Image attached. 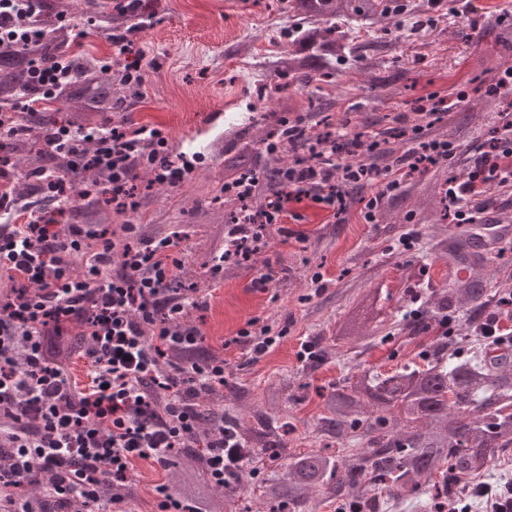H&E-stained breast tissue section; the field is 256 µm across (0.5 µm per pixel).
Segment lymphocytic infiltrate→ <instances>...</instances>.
Returning a JSON list of instances; mask_svg holds the SVG:
<instances>
[{"label": "lymphocytic infiltrate", "mask_w": 512, "mask_h": 512, "mask_svg": "<svg viewBox=\"0 0 512 512\" xmlns=\"http://www.w3.org/2000/svg\"><path fill=\"white\" fill-rule=\"evenodd\" d=\"M42 0H0V48L24 51L43 37L36 18ZM31 83L9 110L0 109V275L11 287L0 293V492H10L8 512H35L20 488L46 477L45 500L53 512H126L121 495L105 497L108 486L124 482L141 460L168 467L175 450L202 451L204 472L217 487L236 476L253 458L234 429L201 433L193 402L200 390L224 382L223 360L212 358L164 366L168 353L196 352L197 328L185 319L194 303L175 293L183 268L185 237L174 232L154 239L136 225L113 232L96 224H72L59 233L58 218L77 202L109 197L125 212L140 208L135 182L147 171L155 183L175 185L193 168L186 157L172 158L168 139L155 127L130 119L104 118L84 126L64 122L45 135L46 151L68 158L70 174H36L38 193L51 202L45 211L11 196L6 188L16 173L11 146L25 126L23 118L37 100L55 99L76 78L68 57L30 62ZM407 145L393 163L386 157L385 132L360 136L338 128L332 146L313 153L310 162L288 169L279 191L268 195L261 213L243 215L224 244L219 262L243 261L264 244L266 227L282 223L291 203L310 201L334 215L346 213L354 188L380 179L384 187L365 199L367 222H374L387 194L401 185L402 169L455 167L451 140L429 136L408 116L398 118ZM93 166L109 173L102 186L74 193L73 173ZM512 183V113L499 115L497 132L466 175H449L448 210L456 224H478L492 205L486 190ZM88 261L75 266L74 254ZM81 325L90 342L81 357L88 380L77 384L52 354L50 339L67 326ZM168 400L157 406L155 395Z\"/></svg>", "instance_id": "f902f5d3"}]
</instances>
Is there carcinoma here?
<instances>
[{"instance_id":"cac0c4a2","label":"carcinoma","mask_w":512,"mask_h":512,"mask_svg":"<svg viewBox=\"0 0 512 512\" xmlns=\"http://www.w3.org/2000/svg\"><path fill=\"white\" fill-rule=\"evenodd\" d=\"M83 11L98 28H117L129 16L115 12L99 16L96 0H82ZM282 9L295 18L288 30L279 34L278 49L267 57L262 68L265 83L259 98L273 99L277 106L262 118L261 141L279 142L288 135L283 118L290 112H324L335 102L321 92L338 87V81L324 78L339 73L363 57L369 41L387 38L390 25L385 19L419 12L416 0H279ZM72 4L54 0L41 12L43 39L23 53L0 54V103L11 104L25 85L27 57H57L66 52L77 71V82L64 88L58 98L72 112L96 116L112 111V105L135 98L140 88L127 84L120 73L107 72L98 59L74 51L67 31L57 17ZM294 82L316 83L320 95L302 102L285 93L283 75ZM27 130L14 142L12 156L26 171L47 168L66 173L68 162L57 160L50 166L40 147L43 119L33 110L25 119ZM314 124L297 133L287 148L290 163L275 152H268L261 170L262 180L281 183L290 167L307 161V144H328L331 132ZM232 145L224 149V180L250 176L256 170L259 153L255 142L241 131L230 132ZM435 246L448 252L455 264L465 251L475 247L468 241L448 245L442 232L433 235ZM381 289L375 288L360 300L336 329V339L361 336L382 315L378 308ZM484 280L471 275L455 279L451 287L434 289L422 305V322L409 334L415 339L428 329V320L444 314L466 315L490 305ZM89 338L74 326L61 337L64 356L85 348ZM483 337L470 327L460 328V340L440 341L418 355L421 362L405 364L387 374L363 370L352 376L349 386L338 387L323 401L320 431L336 439L337 454L321 450L300 452L287 464L286 476L260 486L261 497L270 512H307L311 494L322 489L341 500V512H364L377 504L386 512H403L419 492L446 491L456 495L454 512L465 507L468 483L495 458L512 447V358L491 357ZM224 399L216 387L201 391L196 403L204 432L216 425L214 403ZM278 416L268 417L269 426L255 431L241 424L238 436L244 444H258L275 457L274 439ZM177 491L186 500L203 505L204 512H235L237 486L231 482L224 490L213 486L197 466H185L177 475Z\"/></svg>"}]
</instances>
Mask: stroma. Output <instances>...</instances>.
Here are the masks:
<instances>
[{"label":"stroma","mask_w":512,"mask_h":512,"mask_svg":"<svg viewBox=\"0 0 512 512\" xmlns=\"http://www.w3.org/2000/svg\"><path fill=\"white\" fill-rule=\"evenodd\" d=\"M487 2L429 0L419 36L428 45L425 59L415 60V45L393 37L365 51L340 79L343 94L331 110L334 125H348L354 133L389 131L418 98L439 94L453 106L430 132L459 145L453 172L464 174L498 122L496 113L482 111L474 92L491 79L479 73L475 61L497 53L501 36ZM475 6L482 9L477 18L471 12ZM288 22L287 14L271 16L256 0H159L150 23L133 36V52L144 56L143 94L119 108L134 123L162 129L173 156L195 155L199 161L176 186L142 188L138 214L113 216V225L138 224L148 238L186 233L180 285L194 289L200 303L188 318L203 337L198 359L224 362L220 410L262 427L267 396L276 390L288 411L287 427L277 431V460L253 462L240 473L237 512H268L259 498L261 482L282 476L289 456L328 446L317 428L321 396L346 385L353 365L386 374L416 361L417 344L382 332L371 343L360 336L337 340L336 326L348 309L380 286L389 294L381 302L382 317L391 323L402 310L418 309L425 291L447 287L453 277L447 256L431 242L442 205L432 204L429 219L416 214L408 174L386 198L375 223H367L356 205L338 218L301 203L295 207L298 219L268 226L265 246L250 261L225 263L222 276L210 277L229 230L213 213L215 198L224 194L226 117L249 106L259 118L268 109V102L255 95L260 74L248 64L269 43L253 35L287 29ZM376 62L400 72L393 91L373 86ZM252 320L282 334L257 361L239 335ZM305 342L313 345L315 358L301 359ZM188 458L185 452L174 455L166 469L138 462L127 478L130 512H156V484L175 485V474Z\"/></svg>","instance_id":"obj_1"}]
</instances>
